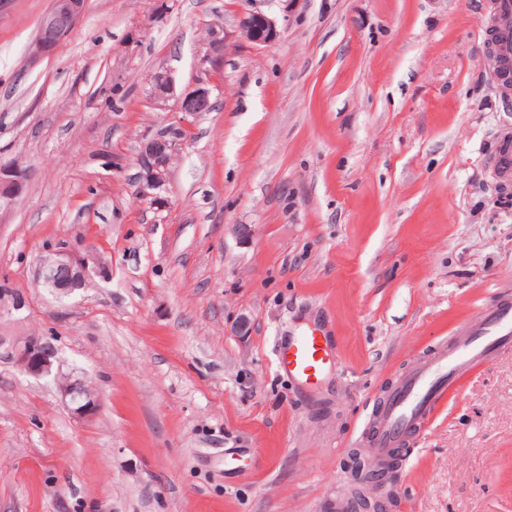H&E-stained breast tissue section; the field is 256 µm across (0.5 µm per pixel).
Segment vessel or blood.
I'll return each instance as SVG.
<instances>
[{
  "label": "vessel or blood",
  "instance_id": "vessel-or-blood-1",
  "mask_svg": "<svg viewBox=\"0 0 512 512\" xmlns=\"http://www.w3.org/2000/svg\"><path fill=\"white\" fill-rule=\"evenodd\" d=\"M482 26L504 79H511L512 0H490ZM489 166L500 180H512V143L500 144ZM505 353H512V292L503 290L486 309L483 321L467 331L465 338L454 347H439L428 362L420 364L394 388L379 415L375 453L388 459L410 432L426 427L445 405L449 388L461 375ZM279 365L288 375L310 383L333 367L334 352L322 331L314 329L281 344Z\"/></svg>",
  "mask_w": 512,
  "mask_h": 512
}]
</instances>
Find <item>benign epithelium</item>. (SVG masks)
I'll use <instances>...</instances> for the list:
<instances>
[{"label":"benign epithelium","instance_id":"7a95c632","mask_svg":"<svg viewBox=\"0 0 512 512\" xmlns=\"http://www.w3.org/2000/svg\"><path fill=\"white\" fill-rule=\"evenodd\" d=\"M86 0H52L51 7L41 17L31 57L39 59L54 53L83 17ZM279 36L276 21L261 10H250L238 19L235 30L213 27L209 32L207 47L200 58L205 77L181 93L176 92L173 78L158 71L150 79V99L161 110H170L173 117L169 124L145 136L139 146L134 175L135 194L163 209L169 205L168 176L175 154L187 139L192 123L187 118H197L212 109L213 90L220 80L219 65L227 50L243 41L253 46H264ZM27 173L19 167L0 169V211L9 209L23 193ZM99 266L101 261L93 255L72 256L59 252L55 257L43 261L39 267L38 284L63 297L84 286L90 265ZM11 358L24 373L33 377L54 376L57 389L72 415L80 421L93 419L101 409L98 391L86 379L74 372L65 373L60 368L58 350L52 339L30 335L19 341L11 351ZM347 468L353 470L352 477L361 487L384 486L388 477V466L379 459L355 449L350 453ZM389 498L371 500L359 494L354 512H389Z\"/></svg>","mask_w":512,"mask_h":512}]
</instances>
